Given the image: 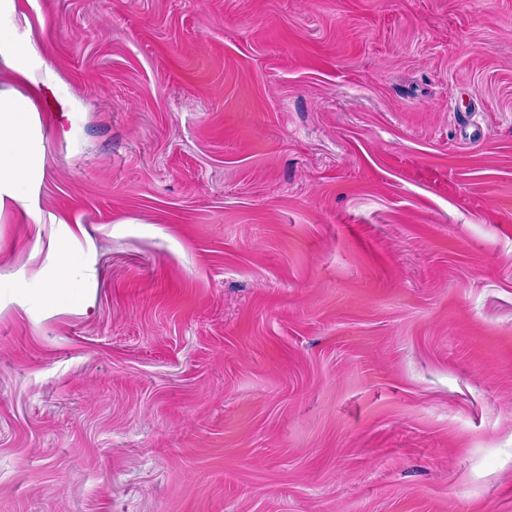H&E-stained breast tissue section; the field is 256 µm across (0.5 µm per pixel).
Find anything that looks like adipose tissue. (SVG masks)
I'll use <instances>...</instances> for the list:
<instances>
[{"label": "adipose tissue", "mask_w": 512, "mask_h": 512, "mask_svg": "<svg viewBox=\"0 0 512 512\" xmlns=\"http://www.w3.org/2000/svg\"><path fill=\"white\" fill-rule=\"evenodd\" d=\"M10 71L11 84L0 83V209L5 204L27 210L33 223L41 217L31 193L44 177L41 124L34 98L55 91L58 76L45 61L38 43L21 34L17 0H0V68ZM67 262H59L39 291L43 303L66 307L83 299Z\"/></svg>", "instance_id": "1"}]
</instances>
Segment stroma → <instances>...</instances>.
<instances>
[{
    "mask_svg": "<svg viewBox=\"0 0 512 512\" xmlns=\"http://www.w3.org/2000/svg\"><path fill=\"white\" fill-rule=\"evenodd\" d=\"M22 12L0 512H512V0ZM19 17L17 0L0 1V68L9 70L13 82L37 98L56 90L58 76L45 61L38 43L20 33ZM38 112L30 95L0 83V216L10 203L22 207L35 224L42 219L31 193L45 172ZM83 283L76 281L66 261H60L53 276L39 289V297L43 303L54 307H66L81 303L83 299Z\"/></svg>",
    "mask_w": 512,
    "mask_h": 512,
    "instance_id": "35a3bbf8",
    "label": "stroma"
}]
</instances>
